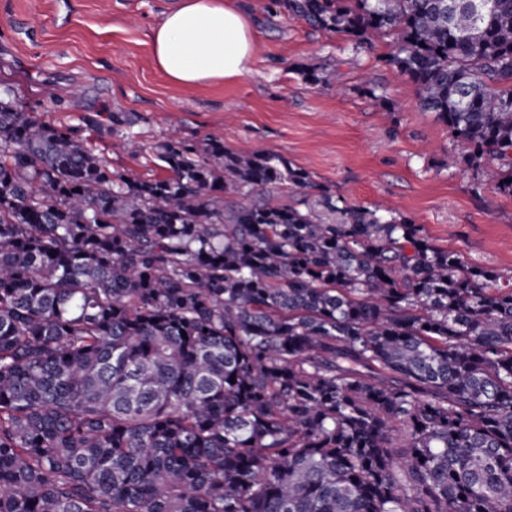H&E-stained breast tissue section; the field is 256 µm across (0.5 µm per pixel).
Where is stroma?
I'll list each match as a JSON object with an SVG mask.
<instances>
[{
  "label": "stroma",
  "mask_w": 512,
  "mask_h": 512,
  "mask_svg": "<svg viewBox=\"0 0 512 512\" xmlns=\"http://www.w3.org/2000/svg\"><path fill=\"white\" fill-rule=\"evenodd\" d=\"M235 3L256 33L252 74L178 88L156 67L147 38L170 0H0V93L142 178L160 170L149 153L119 146L113 113H127L147 144L213 138L239 154L279 153L309 172L308 201L325 223L338 222L340 198L390 206L437 247L512 278V196L448 165V129L389 64L388 37L371 34L356 48L268 10V0ZM310 68L337 75L342 92L306 80Z\"/></svg>",
  "instance_id": "obj_1"
}]
</instances>
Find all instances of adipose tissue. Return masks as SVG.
<instances>
[{
    "label": "adipose tissue",
    "mask_w": 512,
    "mask_h": 512,
    "mask_svg": "<svg viewBox=\"0 0 512 512\" xmlns=\"http://www.w3.org/2000/svg\"><path fill=\"white\" fill-rule=\"evenodd\" d=\"M149 37L153 60L173 85L203 86L252 72L255 32L228 0H175Z\"/></svg>",
    "instance_id": "adipose-tissue-1"
}]
</instances>
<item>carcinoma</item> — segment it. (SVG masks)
<instances>
[{
	"instance_id": "cac0c4a2",
	"label": "carcinoma",
	"mask_w": 512,
	"mask_h": 512,
	"mask_svg": "<svg viewBox=\"0 0 512 512\" xmlns=\"http://www.w3.org/2000/svg\"><path fill=\"white\" fill-rule=\"evenodd\" d=\"M361 43L512 195V0H269ZM0 98V512H512V284L282 156ZM186 336H181V333Z\"/></svg>"
}]
</instances>
